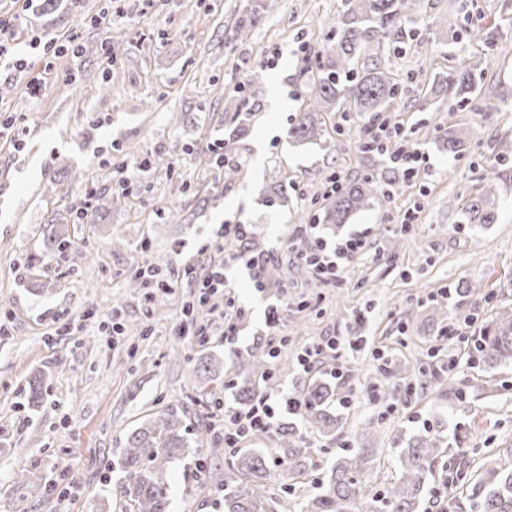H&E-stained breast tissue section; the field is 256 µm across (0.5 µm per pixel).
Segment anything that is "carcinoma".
Listing matches in <instances>:
<instances>
[{"label":"carcinoma","instance_id":"cac0c4a2","mask_svg":"<svg viewBox=\"0 0 512 512\" xmlns=\"http://www.w3.org/2000/svg\"><path fill=\"white\" fill-rule=\"evenodd\" d=\"M406 9L405 0H342L336 61L327 66L318 65L317 81L289 123L285 139L304 143L327 138V114L342 108L363 120L380 117L399 91L394 74L383 63V56L387 46L404 38ZM467 41L472 46L490 48L493 33L474 28L468 32ZM261 80L260 71L251 70L247 76V96L227 102L234 110V119L238 120L240 135L254 117V113L243 111V107L259 93ZM475 88L476 74L464 65L452 76L435 81L431 94L450 100L453 106L448 111L452 112L473 107ZM439 141L448 153L458 156L466 149L469 133L452 123L440 129ZM402 180L401 171L389 160L377 177L370 173L346 177L343 190L334 195L322 221L346 223L352 213L368 206L378 190L387 200H392L389 190L397 189ZM495 194L496 184L491 181L482 196L466 206L468 223H494L491 204ZM44 230L51 254L63 261L76 257L77 248L67 229L47 224ZM473 347L477 365L484 372L512 365V303L496 307ZM197 370L222 382V387L231 391L242 409L264 394L258 379L275 381L269 355L263 353L238 355L234 375L228 381L221 380L224 363L219 359L200 364ZM44 392L45 376L38 374L27 379L28 405L39 406ZM299 395L302 407L295 417L302 421L305 431L293 423L277 428L285 454L283 464L288 466L291 476L303 474L314 452V440L330 437L339 429L334 409L336 390L329 384L315 381L300 390ZM221 444L217 436L209 440L206 448L193 442L183 417L172 409L148 418L128 433L121 451L123 497L130 501L135 512H168L167 465L191 457L199 460V466L204 468L208 458L222 451ZM445 453L444 437L430 428L403 441L396 454V478L379 496L372 497L373 512H421L424 494L433 478V464ZM369 462V449H344L331 463L322 489L298 503L297 512H357L358 503L366 495ZM267 476L268 457L262 449L250 448L236 455L224 474V512H276L278 502L265 486ZM441 512H512V460L486 469L472 495L464 497L451 491L443 500Z\"/></svg>","mask_w":512,"mask_h":512}]
</instances>
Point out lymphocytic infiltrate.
I'll return each mask as SVG.
<instances>
[{
  "mask_svg": "<svg viewBox=\"0 0 512 512\" xmlns=\"http://www.w3.org/2000/svg\"><path fill=\"white\" fill-rule=\"evenodd\" d=\"M402 136V130L391 128L386 122L371 125L368 130L369 141L387 149L390 159L400 166L406 179L410 180L417 176L426 158L403 142ZM370 234L371 231L367 228L357 230L333 244L319 237L314 238L312 248L302 254L301 260L320 281L328 285L335 284L344 264L364 252ZM246 236L244 225H222L205 246L211 258L209 264L202 268L188 263L173 267L165 273L150 265L138 268L135 275L145 290V305H152L157 299L169 294L175 286L186 285L189 289V300L181 311L174 328L175 334L191 337L193 343L199 346L209 344L217 336L224 337L228 342L238 338L243 311L237 306L228 289L224 270L229 263H245L251 271L254 287L260 288L264 285V260L243 251L229 252L224 248L226 241L240 242ZM204 306L211 309L212 318L195 317L196 308ZM299 406L297 395L288 391L258 398L245 410H222L217 425L225 450H238L251 437L269 432L280 412L292 413Z\"/></svg>",
  "mask_w": 512,
  "mask_h": 512,
  "instance_id": "f902f5d3",
  "label": "lymphocytic infiltrate"
}]
</instances>
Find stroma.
<instances>
[{"mask_svg": "<svg viewBox=\"0 0 512 512\" xmlns=\"http://www.w3.org/2000/svg\"><path fill=\"white\" fill-rule=\"evenodd\" d=\"M341 0H120L111 27L97 24L105 0H0V13L17 15V48L26 55L24 72L0 73V107L23 127L20 149L0 146V512H134L121 494L117 466L127 433L146 416L169 408L183 412L191 434L214 421L210 397L215 383L193 371L212 354L232 367L237 352H264L272 334L287 338L288 356L279 374L288 386L309 379L328 380L322 370L307 376L296 356L307 344L329 336L362 337L364 349L348 352L344 379L330 380L339 391L355 389L358 398L342 410V427L314 465L292 484L284 499L296 503L318 491L335 453L357 446L371 451L369 492L394 480V450L401 439L430 427L452 437H467L471 480H478L488 456L512 450V368L485 376L462 342L441 345L428 327L432 291L451 288L449 321L472 318L468 336L479 334L494 302L462 300L456 288L472 284L497 293L512 284V157L497 158L498 144L512 140V0H411L404 42L387 47L402 93L386 115L403 124L412 147L427 157L416 180L403 184L393 203L372 199L342 225L323 224L330 242L371 228L365 255L344 269L342 282L326 286L296 254L307 238L294 234L310 223L321 206L326 177L367 173L381 156L360 157L353 150L361 123L353 113L330 117L339 127L332 139L292 145L284 131L314 83L313 68L336 55V25ZM441 21L447 38L436 36ZM251 23L249 37L227 49L225 40L239 23ZM486 26L495 35L492 51L462 49L465 27ZM79 44L93 51L78 57L41 56L28 46L32 35ZM110 44L114 62L100 48ZM274 66L262 72V92L248 134L228 137L224 105L237 78L265 56ZM483 69L477 109L449 111L429 93L428 78L452 74L460 64ZM39 94H31L30 83ZM154 107L145 111L143 96ZM285 100V107L273 104ZM458 122L469 130V148L460 156L442 151L437 125ZM222 142L223 152L241 173L228 183L220 171L188 162L199 147ZM183 159L178 171L138 169L153 154ZM128 164L130 185L99 181L111 167ZM96 176L95 190L112 202L105 222L110 232L75 221L84 188L56 199L42 188L59 176L60 166ZM496 177L497 218L491 224H466L460 212L479 194L487 177ZM286 184L285 201L268 198ZM418 211L410 233L398 226L410 206ZM67 225L81 255L70 262L47 256L43 228ZM223 224H243V249L264 254L270 276L264 290L250 288L249 272L229 276L245 316L235 343L214 338L198 347L175 335L173 327L189 298L178 287L145 311L140 294L126 281L143 264L183 259L205 266L202 244ZM149 251H142V241ZM43 256L33 271L31 256ZM287 303L279 329L266 324L269 306ZM119 314L127 332L112 341L105 324ZM389 355V378L377 386L376 351ZM438 351L451 363L444 372L447 394L407 388L427 354ZM42 370L48 393L43 405L28 409L26 378ZM381 388L370 401L368 390ZM465 394L467 407L456 396ZM375 429L361 435L362 421ZM230 453L209 463L200 479L192 462L167 468L170 512H224L221 499ZM32 472L19 483L21 471Z\"/></svg>", "mask_w": 512, "mask_h": 512, "instance_id": "1", "label": "stroma"}]
</instances>
